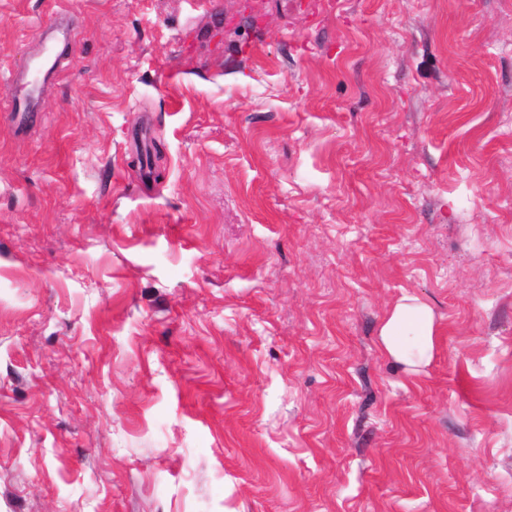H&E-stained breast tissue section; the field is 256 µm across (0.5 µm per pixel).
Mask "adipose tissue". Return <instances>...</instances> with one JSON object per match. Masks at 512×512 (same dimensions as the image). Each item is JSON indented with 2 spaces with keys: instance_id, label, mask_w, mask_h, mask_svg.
<instances>
[{
  "instance_id": "obj_1",
  "label": "adipose tissue",
  "mask_w": 512,
  "mask_h": 512,
  "mask_svg": "<svg viewBox=\"0 0 512 512\" xmlns=\"http://www.w3.org/2000/svg\"><path fill=\"white\" fill-rule=\"evenodd\" d=\"M439 321L431 305L412 295L403 296L381 322L378 341L382 354L409 377L420 375L431 363Z\"/></svg>"
}]
</instances>
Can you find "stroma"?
Wrapping results in <instances>:
<instances>
[{
    "label": "stroma",
    "instance_id": "stroma-1",
    "mask_svg": "<svg viewBox=\"0 0 512 512\" xmlns=\"http://www.w3.org/2000/svg\"><path fill=\"white\" fill-rule=\"evenodd\" d=\"M60 14L0 110V512H512V0H0V107ZM54 68L55 62L50 63L46 60L34 68L31 79L29 74L20 77V80L26 81L24 88L28 87L27 92L9 99L2 107V111L7 112L18 125L26 123L31 113L38 112L41 106V86H39L41 77L47 79L52 76ZM439 321L431 305L405 295L381 322L378 341L382 354L408 377L420 375L431 363Z\"/></svg>",
    "mask_w": 512,
    "mask_h": 512
}]
</instances>
